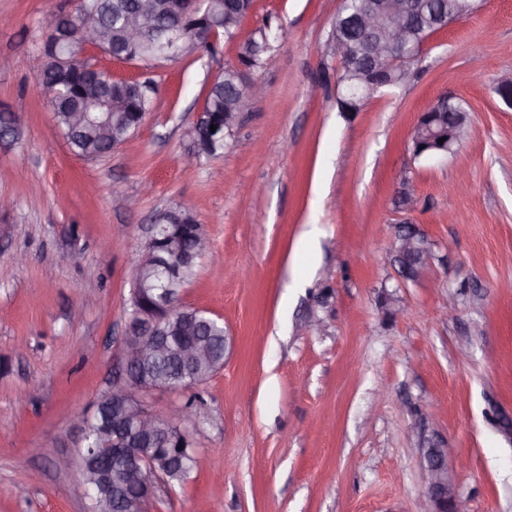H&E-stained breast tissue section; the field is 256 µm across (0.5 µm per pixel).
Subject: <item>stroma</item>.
Instances as JSON below:
<instances>
[{
    "label": "stroma",
    "mask_w": 512,
    "mask_h": 512,
    "mask_svg": "<svg viewBox=\"0 0 512 512\" xmlns=\"http://www.w3.org/2000/svg\"><path fill=\"white\" fill-rule=\"evenodd\" d=\"M72 4L0 0V105L23 115L0 140V195L14 202L0 212V512H85L79 467L55 460L77 456L74 412L112 387L143 228L183 200L223 261L200 259L181 300L222 318L230 344L196 391L146 397L163 412L200 393L205 459L147 512H424L429 438L465 461L470 512H512V106L496 92L512 72V0H474L355 112L337 102L330 50L340 0H255L214 55L148 67L95 54L156 94L140 129L92 160L70 151L26 65ZM265 25L278 38L245 72L263 95L223 150L185 167L208 87ZM443 96L469 135L414 156L419 118ZM406 221L433 248L402 283L391 256ZM447 302L456 319H442Z\"/></svg>",
    "instance_id": "stroma-1"
}]
</instances>
